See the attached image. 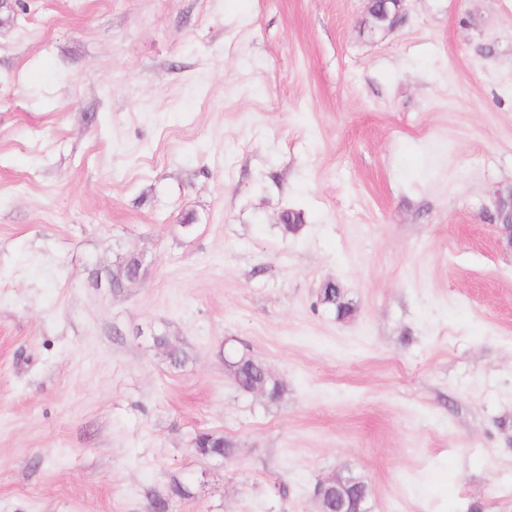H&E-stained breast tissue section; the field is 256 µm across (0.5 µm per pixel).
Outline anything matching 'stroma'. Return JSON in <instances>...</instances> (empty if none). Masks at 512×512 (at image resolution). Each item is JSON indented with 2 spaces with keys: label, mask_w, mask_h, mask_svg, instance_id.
<instances>
[{
  "label": "stroma",
  "mask_w": 512,
  "mask_h": 512,
  "mask_svg": "<svg viewBox=\"0 0 512 512\" xmlns=\"http://www.w3.org/2000/svg\"><path fill=\"white\" fill-rule=\"evenodd\" d=\"M367 7L24 0L0 27V512H148L175 477L174 512H320L341 471L370 512H512V0L377 33ZM131 253L147 277L97 287ZM503 194L498 193L494 201L497 223L505 236L499 242L501 247L512 251V189L507 196ZM507 210L510 214L509 220L504 219ZM318 303L330 310L336 312L337 317L346 318L354 312L353 305L346 299L342 289H337L335 285L323 284L317 295ZM152 341L155 346L165 349L166 356L169 362L178 367L186 365L190 360V355L187 351L183 350L176 341L171 337L160 334L151 335ZM224 363L229 365L235 364V374L231 372L228 366L226 367L236 388L241 392L247 393L253 384L265 382L268 389L267 400L275 402L281 398L284 391L282 382L274 377L272 373L270 377L264 378L257 366V364L261 363L252 359L246 352L230 347L224 353ZM194 448L202 456L230 458L236 449L235 443L226 440L223 435L213 432H199L193 439Z\"/></svg>",
  "instance_id": "1"
}]
</instances>
